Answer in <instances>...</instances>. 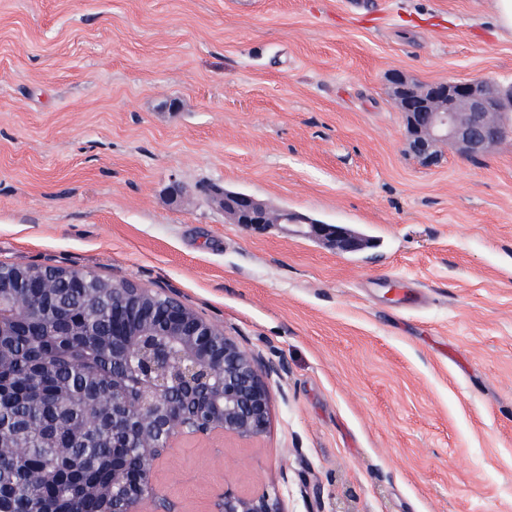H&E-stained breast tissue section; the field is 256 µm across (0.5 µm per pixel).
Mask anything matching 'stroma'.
<instances>
[{"mask_svg": "<svg viewBox=\"0 0 512 512\" xmlns=\"http://www.w3.org/2000/svg\"><path fill=\"white\" fill-rule=\"evenodd\" d=\"M512 81L491 0H0V264L131 280L286 370L262 437L157 462L179 512H512V135L409 152L391 95ZM214 187L376 237L233 223ZM216 507V512H284L276 490L242 494L231 486L224 488Z\"/></svg>", "mask_w": 512, "mask_h": 512, "instance_id": "1", "label": "stroma"}]
</instances>
